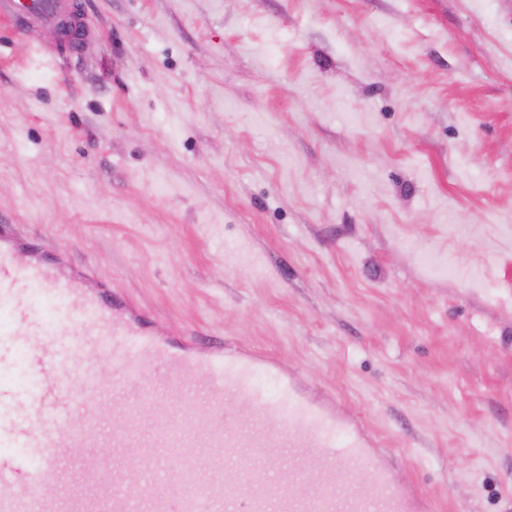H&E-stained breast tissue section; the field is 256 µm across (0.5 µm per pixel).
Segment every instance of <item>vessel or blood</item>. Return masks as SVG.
I'll use <instances>...</instances> for the list:
<instances>
[{"instance_id":"vessel-or-blood-1","label":"vessel or blood","mask_w":512,"mask_h":512,"mask_svg":"<svg viewBox=\"0 0 512 512\" xmlns=\"http://www.w3.org/2000/svg\"><path fill=\"white\" fill-rule=\"evenodd\" d=\"M0 19L14 27L62 24L66 41L83 13L79 0H0ZM19 245L1 225L0 306L13 326L0 337V367L24 346L34 384L22 396L0 387V512H422L366 434L304 393L274 361L220 345L201 353L193 343L160 337L127 302L103 290L76 291L59 262L17 264ZM34 289L52 301L58 323L33 314ZM74 319L81 325L76 336L65 331ZM93 355L111 364L123 395L118 411L129 422L100 445L129 455L125 470L95 461L69 482L62 451L84 446L96 416L89 409L74 417L66 391L74 375L93 380ZM262 377L274 382L275 393L259 386ZM240 395L251 396V413L228 424L222 403ZM22 448L31 458L19 456ZM143 448L155 451L147 472ZM297 461L317 473L316 484L285 488L273 480V471ZM230 463L241 471L238 482L224 480ZM355 474L363 492L347 490ZM53 485L61 494L45 496Z\"/></svg>"}]
</instances>
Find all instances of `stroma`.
<instances>
[{"mask_svg": "<svg viewBox=\"0 0 512 512\" xmlns=\"http://www.w3.org/2000/svg\"><path fill=\"white\" fill-rule=\"evenodd\" d=\"M80 2L55 56L0 26L17 261L273 357L430 512H512V0ZM97 373L72 481L125 427Z\"/></svg>", "mask_w": 512, "mask_h": 512, "instance_id": "obj_1", "label": "stroma"}]
</instances>
